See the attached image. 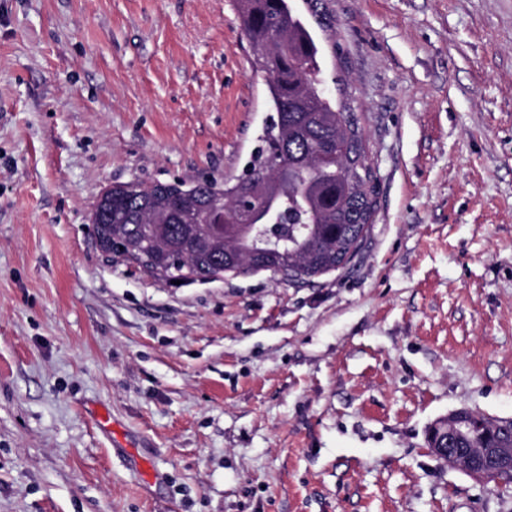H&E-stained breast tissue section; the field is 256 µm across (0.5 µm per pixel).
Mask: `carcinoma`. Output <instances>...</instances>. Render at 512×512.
<instances>
[{"label":"carcinoma","instance_id":"cac0c4a2","mask_svg":"<svg viewBox=\"0 0 512 512\" xmlns=\"http://www.w3.org/2000/svg\"><path fill=\"white\" fill-rule=\"evenodd\" d=\"M239 26L252 66L265 75L270 115L245 173L218 185L124 182L97 201L89 221L100 250L166 282H209L262 272L310 282L345 267L373 224L377 198L365 164L363 136L351 113L321 92L328 83L323 46L294 0H237ZM281 178L275 216L289 224L288 241L265 244L269 224L238 223V208L261 205L253 179ZM224 194L221 222L204 205ZM463 448L489 441L512 445V427L465 423Z\"/></svg>","mask_w":512,"mask_h":512}]
</instances>
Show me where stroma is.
I'll return each mask as SVG.
<instances>
[{"label": "stroma", "mask_w": 512, "mask_h": 512, "mask_svg": "<svg viewBox=\"0 0 512 512\" xmlns=\"http://www.w3.org/2000/svg\"><path fill=\"white\" fill-rule=\"evenodd\" d=\"M326 5L379 182L363 251L173 285L89 215L242 174L268 111L235 0H0V512H512L426 441L512 418V0ZM89 418L91 422L103 433L112 437V444L115 448H135L133 445L126 443L124 437H119L112 429V422L108 414L92 407L89 409Z\"/></svg>", "instance_id": "35a3bbf8"}]
</instances>
